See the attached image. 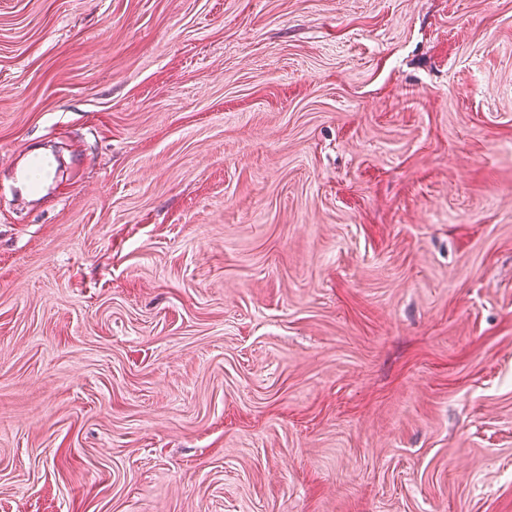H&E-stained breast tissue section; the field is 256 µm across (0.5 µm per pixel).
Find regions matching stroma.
<instances>
[{"label":"stroma","instance_id":"obj_1","mask_svg":"<svg viewBox=\"0 0 512 512\" xmlns=\"http://www.w3.org/2000/svg\"><path fill=\"white\" fill-rule=\"evenodd\" d=\"M0 512H512V0H0Z\"/></svg>","mask_w":512,"mask_h":512}]
</instances>
